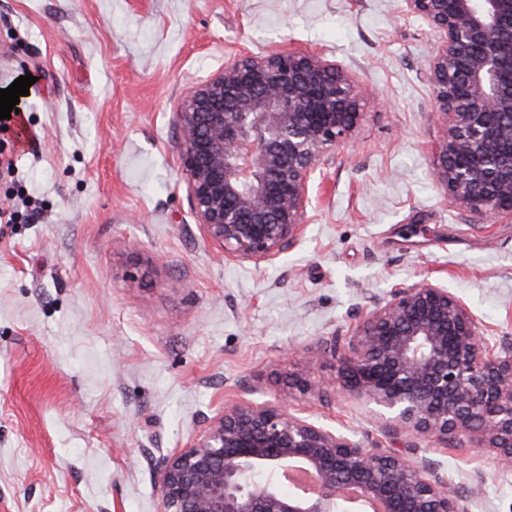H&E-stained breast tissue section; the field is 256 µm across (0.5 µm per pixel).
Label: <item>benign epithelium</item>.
I'll return each instance as SVG.
<instances>
[{"instance_id":"benign-epithelium-1","label":"benign epithelium","mask_w":512,"mask_h":512,"mask_svg":"<svg viewBox=\"0 0 512 512\" xmlns=\"http://www.w3.org/2000/svg\"><path fill=\"white\" fill-rule=\"evenodd\" d=\"M435 34L426 78L444 126L435 176L448 201L512 218V0H405ZM365 89L323 56L243 54L178 102V164L196 223L228 256L256 265L300 238L317 161L361 115ZM328 380L363 400L387 432L495 455L512 464V348L480 337L468 307L423 281L394 289L346 333L312 352ZM293 470L311 487L285 493ZM160 512H470L469 497L405 454L364 444L282 404L224 407L189 447L163 458Z\"/></svg>"}]
</instances>
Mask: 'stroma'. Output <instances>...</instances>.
<instances>
[{
  "instance_id": "1",
  "label": "stroma",
  "mask_w": 512,
  "mask_h": 512,
  "mask_svg": "<svg viewBox=\"0 0 512 512\" xmlns=\"http://www.w3.org/2000/svg\"><path fill=\"white\" fill-rule=\"evenodd\" d=\"M323 55L369 89L321 158L298 243L254 265L196 224L175 105L244 52ZM426 23L401 0H0V512H159L161 460L225 403L290 411L426 461L471 512H512V468L385 432L307 349L394 288L438 282L512 344V219L445 201Z\"/></svg>"
}]
</instances>
